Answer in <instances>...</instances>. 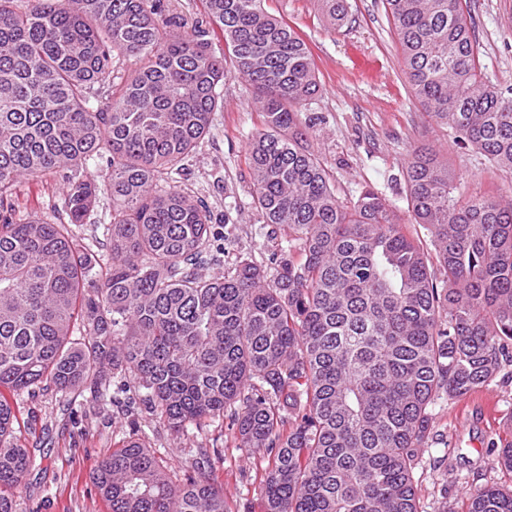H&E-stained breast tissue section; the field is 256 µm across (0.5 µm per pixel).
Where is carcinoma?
Instances as JSON below:
<instances>
[{"instance_id":"carcinoma-1","label":"carcinoma","mask_w":512,"mask_h":512,"mask_svg":"<svg viewBox=\"0 0 512 512\" xmlns=\"http://www.w3.org/2000/svg\"><path fill=\"white\" fill-rule=\"evenodd\" d=\"M209 31L162 0H0V388H134L170 431L230 416L236 448L267 461L265 512H421L430 407L512 379V188L455 195L448 157L406 167L410 218L372 189L347 206L300 129L319 89L312 51L265 0H201ZM331 24L347 0H319ZM416 99L493 172L512 173V86L488 80L470 0H384ZM138 66L112 78L113 59ZM231 69H226V64ZM235 74L263 128L247 144L252 205L286 245L274 271L224 253L207 208L172 176L209 131ZM110 153L98 178L87 159ZM72 171L69 222L13 221L23 178ZM109 255L77 228L100 192ZM420 224L430 245L407 234ZM0 396V512L33 465ZM499 472L512 478V439ZM92 480L108 512H231L210 475L175 484L130 439ZM512 512V484L470 485L461 510Z\"/></svg>"}]
</instances>
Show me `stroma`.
Here are the masks:
<instances>
[{
    "label": "stroma",
    "instance_id": "obj_1",
    "mask_svg": "<svg viewBox=\"0 0 512 512\" xmlns=\"http://www.w3.org/2000/svg\"><path fill=\"white\" fill-rule=\"evenodd\" d=\"M342 26L329 27L318 0H266L269 13L296 28L309 42L319 70L318 92L303 107L307 140L322 158L336 195L355 202L367 189L377 191L400 214L408 212L407 161L415 148L431 146L447 153L457 172L458 192L469 197L512 182V175L489 177L477 150L457 148L447 126L430 117L414 97L403 70L401 51L390 30L382 0H347ZM478 51L488 79L512 86V0H470ZM377 63V80L363 78L352 66L351 52ZM261 118L252 89L229 77L224 100L212 115L189 171L179 187L209 210L229 240L210 274L223 273L242 258L267 264L280 237L251 205L252 184L247 141ZM61 177L22 180L14 194V218L60 223L55 209ZM35 428L16 434L34 464L25 485L14 492L18 512H106L90 476L120 441L141 439L162 459L173 482L183 483L195 470L207 472L224 489L232 512H265L260 471L235 448L230 430L209 422L173 435L163 418L139 400L102 404L93 387L61 392L52 385L0 390ZM435 439L430 456L449 455L457 476L426 472L420 487L424 512H438L443 502L458 501L465 480L499 478L492 441L512 422V382L492 384L459 400L442 399L431 409Z\"/></svg>",
    "mask_w": 512,
    "mask_h": 512
}]
</instances>
